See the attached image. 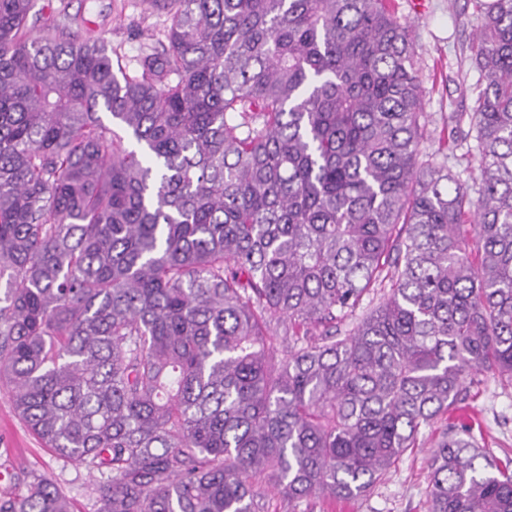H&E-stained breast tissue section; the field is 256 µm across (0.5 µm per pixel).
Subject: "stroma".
<instances>
[{"mask_svg":"<svg viewBox=\"0 0 512 512\" xmlns=\"http://www.w3.org/2000/svg\"><path fill=\"white\" fill-rule=\"evenodd\" d=\"M37 6L43 18L66 20L82 39L105 38L130 67L142 51L164 40L169 26L166 13L151 0H38ZM398 15L415 36L430 134L422 149L429 152L437 149V137L448 129L451 113L475 107L473 87L480 74L471 64L470 44L480 20L465 0H398ZM472 410L480 416L488 448L497 454L512 452V389L483 378L449 410V425L464 430ZM432 452V438H422L367 497L342 512H427ZM4 470L44 476L70 498L74 512H95L92 478L75 462L42 447L17 418L10 392L0 388V472Z\"/></svg>","mask_w":512,"mask_h":512,"instance_id":"1","label":"stroma"}]
</instances>
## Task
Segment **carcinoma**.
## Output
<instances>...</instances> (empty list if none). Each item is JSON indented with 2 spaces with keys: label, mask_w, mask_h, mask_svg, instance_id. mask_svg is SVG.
I'll use <instances>...</instances> for the list:
<instances>
[{
  "label": "carcinoma",
  "mask_w": 512,
  "mask_h": 512,
  "mask_svg": "<svg viewBox=\"0 0 512 512\" xmlns=\"http://www.w3.org/2000/svg\"><path fill=\"white\" fill-rule=\"evenodd\" d=\"M157 2L127 72L0 0V388L97 512L352 503L512 387V0H470L471 185L395 0ZM0 512L72 510L34 477ZM428 512H512V458L444 428ZM475 142L472 138L462 142V146L452 153L448 150V170L459 176L462 181L472 183L473 179L478 178L479 172L476 163L472 160L463 158V154L467 152L470 146H474Z\"/></svg>",
  "instance_id": "1"
}]
</instances>
